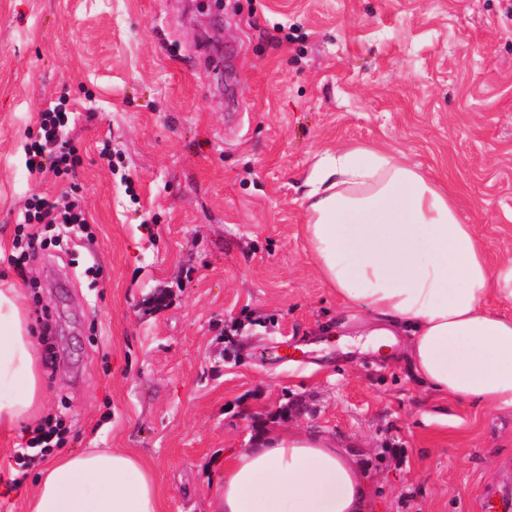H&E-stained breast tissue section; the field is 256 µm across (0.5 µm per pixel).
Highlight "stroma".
I'll return each mask as SVG.
<instances>
[{
	"instance_id": "obj_1",
	"label": "stroma",
	"mask_w": 512,
	"mask_h": 512,
	"mask_svg": "<svg viewBox=\"0 0 512 512\" xmlns=\"http://www.w3.org/2000/svg\"><path fill=\"white\" fill-rule=\"evenodd\" d=\"M64 104L80 163L26 165ZM383 146L457 195L491 259L512 252V0H0V279L40 333L44 417L66 451L127 448L161 512H205L233 450L276 425L336 439L366 512H477L512 492V412L422 385L405 337L343 307L306 253L319 153ZM78 197L85 230L22 225ZM59 246L12 264L18 228ZM0 434V512L43 463Z\"/></svg>"
}]
</instances>
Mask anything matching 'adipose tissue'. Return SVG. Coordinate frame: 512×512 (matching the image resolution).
I'll return each instance as SVG.
<instances>
[{
  "label": "adipose tissue",
  "mask_w": 512,
  "mask_h": 512,
  "mask_svg": "<svg viewBox=\"0 0 512 512\" xmlns=\"http://www.w3.org/2000/svg\"><path fill=\"white\" fill-rule=\"evenodd\" d=\"M302 196L309 257L340 303L385 321L371 346L408 333V358L437 395L512 411V254L490 260L447 185L385 147L323 152ZM38 344L18 284L0 285V432L43 407ZM367 486L335 442L276 428L237 450L209 512H363ZM28 512H159L138 456L88 448L39 477Z\"/></svg>",
  "instance_id": "1"
}]
</instances>
